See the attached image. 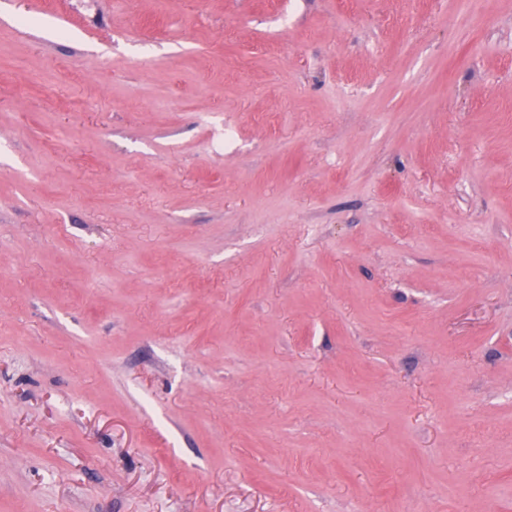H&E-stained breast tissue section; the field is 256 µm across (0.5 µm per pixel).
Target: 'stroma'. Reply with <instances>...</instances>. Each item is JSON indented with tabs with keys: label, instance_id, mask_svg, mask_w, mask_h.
<instances>
[{
	"label": "stroma",
	"instance_id": "35a3bbf8",
	"mask_svg": "<svg viewBox=\"0 0 512 512\" xmlns=\"http://www.w3.org/2000/svg\"><path fill=\"white\" fill-rule=\"evenodd\" d=\"M0 512H512V0H0Z\"/></svg>",
	"mask_w": 512,
	"mask_h": 512
}]
</instances>
